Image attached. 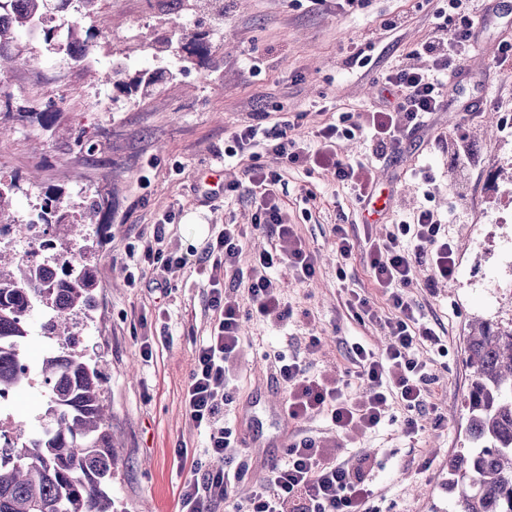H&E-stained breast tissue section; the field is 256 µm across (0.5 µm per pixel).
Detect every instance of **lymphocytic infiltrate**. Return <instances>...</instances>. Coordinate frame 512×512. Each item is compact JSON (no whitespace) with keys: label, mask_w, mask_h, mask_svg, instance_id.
<instances>
[{"label":"lymphocytic infiltrate","mask_w":512,"mask_h":512,"mask_svg":"<svg viewBox=\"0 0 512 512\" xmlns=\"http://www.w3.org/2000/svg\"><path fill=\"white\" fill-rule=\"evenodd\" d=\"M451 6L461 12L457 27L437 23L432 35L410 52L408 60H395L387 68L385 80L397 98L395 105L363 113L354 123L348 115H340L337 123L316 131L318 147L313 151L293 136L291 121H280L269 129L251 125L229 136L225 157L234 158L260 146L288 164L323 168L357 201H371L375 194L371 171L363 162L340 157L335 144L359 132L373 153L384 160L400 148L398 128H419L430 115L443 111L475 50L476 29L485 13L484 0H451ZM248 176L262 190L255 226L270 230L276 237L271 249L260 253L248 278V293L257 315L281 321L288 318L289 309L281 300L282 282L274 275V268L287 265L295 280L306 283L316 274L315 263L294 237L281 207L264 192L265 186L277 182V172L254 166ZM336 247L345 259L363 251L375 284L383 288L397 313L388 324L390 343L380 354L362 343L352 344V363L369 387L356 401L347 399L336 382L310 378L299 363L284 356L279 359V376L288 390L285 412L290 420L324 413L336 431L367 433L384 423L390 396H398L408 408L423 402L430 374L415 352L424 344L438 345L441 338L424 323L418 306L407 298L404 289L420 261H427L432 280L448 281L456 274L457 259L441 219L429 209L418 211L412 220H400L383 238L359 243L339 232ZM209 283L211 303L220 309L222 318L196 351L184 401L192 420L207 431L210 468L203 480L191 479L182 485L181 512H211L219 501L231 502L233 512H369L373 491L368 460L349 469L329 460L328 449L310 438L289 444L287 461L271 465L266 483L255 487L245 499L232 500L235 479L223 462L227 449L236 443L237 432L225 426L220 415L231 399L227 369L239 349L245 316L239 304L226 296L217 276H210Z\"/></svg>","instance_id":"obj_1"}]
</instances>
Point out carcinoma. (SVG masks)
Returning <instances> with one entry per match:
<instances>
[{"mask_svg":"<svg viewBox=\"0 0 512 512\" xmlns=\"http://www.w3.org/2000/svg\"><path fill=\"white\" fill-rule=\"evenodd\" d=\"M10 14H0V67L23 61L20 45L39 34L48 51L75 63L100 47L99 32L82 25L98 0H11ZM80 17L58 29L52 16ZM162 50L173 45L199 53L200 38L163 37ZM163 73L141 69L132 76L112 69L108 79L119 89L147 95ZM14 184L0 182V224H13ZM103 209L94 196L74 215L56 196H48L35 219L17 226L29 249L12 254L14 268L0 265V395L24 386L32 369L21 353L29 336L28 320L43 315L42 335L60 352L48 353L37 374L49 386L50 401L38 435L23 421L0 446V512H114L112 468L119 453L112 443L103 400L104 374L98 361L78 350L80 326L95 309L98 282L84 259L98 231L87 228ZM62 224L67 234L55 256L38 257L54 248L47 227ZM466 364L471 370L465 400L466 445L448 459L451 512H512V326L475 320L466 336Z\"/></svg>","mask_w":512,"mask_h":512,"instance_id":"carcinoma-1","label":"carcinoma"}]
</instances>
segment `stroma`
I'll return each instance as SVG.
<instances>
[{
	"instance_id": "obj_1",
	"label": "stroma",
	"mask_w": 512,
	"mask_h": 512,
	"mask_svg": "<svg viewBox=\"0 0 512 512\" xmlns=\"http://www.w3.org/2000/svg\"><path fill=\"white\" fill-rule=\"evenodd\" d=\"M449 0H366L346 12L342 0H98L87 23L108 38L81 63L63 60L38 41L27 44L28 66L0 73L13 93L12 110L0 108L9 125L0 139V179L14 181V216L25 221L47 190H61L64 204L83 195L103 198L94 221L102 236L95 257L99 288L80 347L105 365V402L122 455L112 472L118 512H177L178 494L192 477V461H207L206 432L190 418L183 392L196 348L210 335L219 313L210 304L208 247L225 225L247 236L238 268L250 273L269 233L253 228L257 205L245 168L276 170V199L295 235L309 250L316 275L295 282L282 267L281 297L291 311L284 321L245 320L233 364V401L223 420L240 437L224 466L238 473L233 495L245 497L266 479L264 460L283 458L289 443L307 437L335 449L336 459H372L373 503L380 512H445L448 459L465 441V397L470 370L465 336L471 320L512 324V265L501 252L507 231L500 217L512 214V60L490 69L503 42L512 43V0H488L489 19L479 24L483 52L474 53L462 78L480 110L474 120L446 110L420 131L405 135L403 150L385 163L371 159L368 141L340 140L342 157L372 162L380 213L356 201L323 169L309 172L263 154L225 166L224 140L254 123L270 127L295 119L297 139L315 146V131L340 113L359 114L392 102L383 74L432 34L436 14ZM403 22L395 29L384 22ZM204 37L206 51L180 63L158 51L154 40L170 27ZM367 66H349L354 48ZM132 69L175 70L149 95L125 93L96 80L113 64ZM56 113L42 127L39 115ZM87 129L96 149L77 141ZM468 149L470 162L457 154ZM223 169L220 186L204 179ZM426 169L432 179L416 183ZM421 208L455 213L447 224L458 258L451 284L429 288L427 264L416 266L406 296L419 305L441 347H419L435 381L422 406L407 410L389 401L390 417L379 432H336L325 416L301 422L277 414L287 390L277 379L278 357H297L308 375L338 382L351 399L367 391L350 358L360 341L382 351L393 310L377 288L362 252L342 259L336 230L356 241L386 236L394 222ZM161 231L164 252L185 255L187 265L155 287L156 276L141 255V240ZM368 298L376 321L360 322L348 307L352 295ZM417 430L404 434L406 420Z\"/></svg>"
}]
</instances>
